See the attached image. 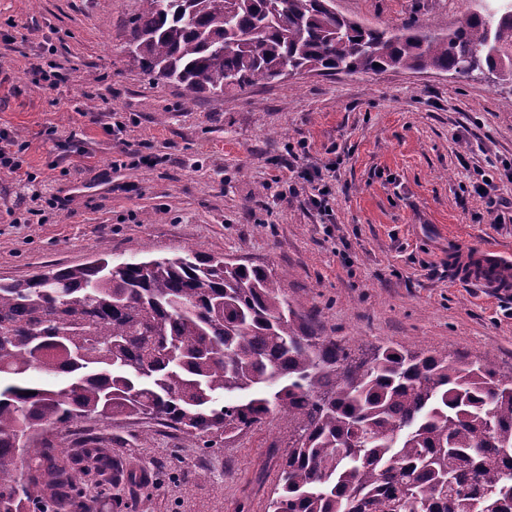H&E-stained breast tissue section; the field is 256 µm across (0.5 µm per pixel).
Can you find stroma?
I'll return each instance as SVG.
<instances>
[{
  "label": "stroma",
  "mask_w": 512,
  "mask_h": 512,
  "mask_svg": "<svg viewBox=\"0 0 512 512\" xmlns=\"http://www.w3.org/2000/svg\"><path fill=\"white\" fill-rule=\"evenodd\" d=\"M494 0H335L372 27L458 25ZM139 0H0V132L28 144L25 167L48 195L83 185L64 209L22 224L11 177L0 174V279H24L94 260L170 256L194 248L272 268L289 298L317 314L324 335L355 349L395 343L512 374V294L459 281L448 246L512 256V223H491L480 175L512 199L501 160L512 158V76L388 69L255 81L221 101L150 78L125 52ZM60 65L58 87L22 84L31 64ZM123 122L121 136L100 119ZM55 137H48V128ZM307 141L319 164L339 159L334 216L289 196L272 161ZM164 154L162 165L115 167L120 143ZM288 418L218 441L204 452L146 419L83 422L52 433L60 458L81 460L92 437L110 450L81 476L77 512H239L275 486L271 446L286 448Z\"/></svg>",
  "instance_id": "obj_1"
}]
</instances>
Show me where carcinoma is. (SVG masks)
I'll list each match as a JSON object with an SVG mask.
<instances>
[{
	"mask_svg": "<svg viewBox=\"0 0 512 512\" xmlns=\"http://www.w3.org/2000/svg\"><path fill=\"white\" fill-rule=\"evenodd\" d=\"M141 3L143 70L216 101L304 70L512 71V2L443 34L366 27L334 0ZM276 412L288 452L264 512H512V377L489 359L355 355L272 271L192 249L0 280V512H69L75 471L31 431L143 415L212 449Z\"/></svg>",
	"mask_w": 512,
	"mask_h": 512,
	"instance_id": "obj_1",
	"label": "carcinoma"
}]
</instances>
